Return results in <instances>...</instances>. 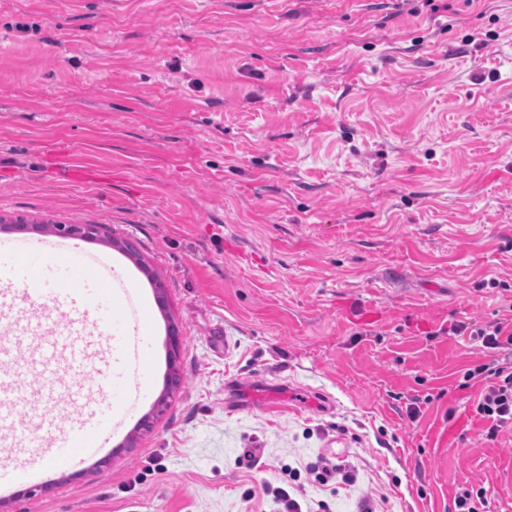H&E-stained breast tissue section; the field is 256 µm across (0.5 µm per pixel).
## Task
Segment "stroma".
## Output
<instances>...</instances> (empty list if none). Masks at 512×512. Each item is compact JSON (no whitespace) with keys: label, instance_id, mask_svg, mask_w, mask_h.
<instances>
[{"label":"stroma","instance_id":"1","mask_svg":"<svg viewBox=\"0 0 512 512\" xmlns=\"http://www.w3.org/2000/svg\"><path fill=\"white\" fill-rule=\"evenodd\" d=\"M0 217L106 225L151 308L134 417L6 512H277L292 468L313 512H512L447 333L512 316V0H0ZM74 315L0 306L20 399ZM51 393L0 462L75 426ZM330 447L353 485L306 471Z\"/></svg>","mask_w":512,"mask_h":512}]
</instances>
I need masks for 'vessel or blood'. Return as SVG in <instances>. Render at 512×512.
<instances>
[{
  "label": "vessel or blood",
  "mask_w": 512,
  "mask_h": 512,
  "mask_svg": "<svg viewBox=\"0 0 512 512\" xmlns=\"http://www.w3.org/2000/svg\"><path fill=\"white\" fill-rule=\"evenodd\" d=\"M0 283L13 287L17 296L61 299L72 307L94 309L99 324L111 320L113 305H121L124 326L114 334V347L123 359L121 377L96 373L95 389L107 393L99 411H92L88 393L75 391L72 404L86 421L58 439L48 459L0 468V488L27 483L45 470L70 465L99 452L104 438L119 430L142 399L147 382L141 363L145 338L141 325L148 306L141 301L132 281L119 273L107 258L84 250L67 239L31 238L0 240ZM94 340L91 331L74 325L57 331L53 348L68 350L75 362H83Z\"/></svg>",
  "instance_id": "vessel-or-blood-1"
}]
</instances>
